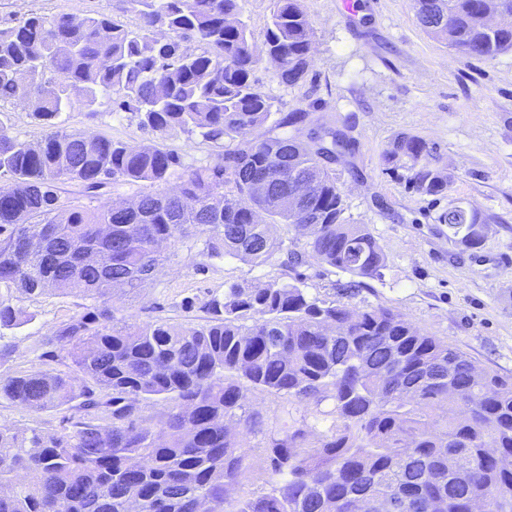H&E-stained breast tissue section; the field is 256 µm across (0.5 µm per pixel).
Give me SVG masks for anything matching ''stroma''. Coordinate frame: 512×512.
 I'll return each instance as SVG.
<instances>
[{"mask_svg":"<svg viewBox=\"0 0 512 512\" xmlns=\"http://www.w3.org/2000/svg\"><path fill=\"white\" fill-rule=\"evenodd\" d=\"M313 29V63L303 82L280 83L264 56L271 0H241V18L261 60L255 84L277 112L305 109L343 130L351 155L333 163L349 223L366 225L384 256L381 277L349 297L356 309L383 305L419 331L467 352L479 368L512 377V51L476 59L427 34L413 0H360L347 14L342 0H301ZM120 0H0V14L38 13L117 16L138 27V14ZM70 128L137 146L158 139L128 113L106 107L91 112L73 98ZM401 134L416 136L434 150L450 177L441 196H426L409 184L410 160L388 162ZM184 164L216 160L220 149L199 135L175 130L160 137ZM461 204L488 217L483 242L471 248L448 238L438 221L448 205ZM204 238L179 239L165 251L159 270L136 292L117 293L119 321L158 318L202 323L199 309H184L223 293L234 283L299 281L320 298H334L350 276L317 260L295 267H254L229 257H207ZM20 325L0 330V379L31 371L76 374L70 359L47 339L54 329L90 310L92 300L70 294H14ZM58 410L34 411L0 399V426L62 428Z\"/></svg>","mask_w":512,"mask_h":512,"instance_id":"1","label":"stroma"}]
</instances>
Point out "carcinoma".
I'll list each match as a JSON object with an SVG mask.
<instances>
[{
    "label": "carcinoma",
    "mask_w": 512,
    "mask_h": 512,
    "mask_svg": "<svg viewBox=\"0 0 512 512\" xmlns=\"http://www.w3.org/2000/svg\"><path fill=\"white\" fill-rule=\"evenodd\" d=\"M136 31L105 13L0 18V102L26 94L46 127L32 149L11 135L0 110V285L30 296L77 294L90 316L47 339L79 375L40 371L0 380V398L35 411L65 405L68 430L0 426V512H356L361 495L395 512H512V378L482 373L465 351L419 332L382 305L356 310L295 283L233 284L202 302L205 323L157 319L117 324L109 280L133 290L161 261L163 244L195 231L209 257L296 267L314 258L352 277L360 292L381 275L384 254L363 224L344 218L329 165L352 150L341 131L304 110L272 118L252 81L257 63L241 0H122ZM265 53L280 83L304 80L312 30L300 0H271ZM422 28L470 57L512 49V22L487 28V10L512 0H415ZM93 110L108 103L161 135L179 129L219 144L213 163L183 170L161 142L131 147L66 127L71 96ZM267 131H262L265 125ZM418 163L409 178L441 196L448 177L433 149L408 135L388 151ZM307 193L288 208V189ZM88 197L115 183H149L129 209L73 205L61 185ZM264 213L263 223L253 214ZM448 237L475 246L487 218L450 205ZM306 238L289 249L273 228ZM20 311L0 294V328ZM250 391L280 397L268 422L246 404ZM164 407L155 421L143 415ZM267 438L266 484L241 496L246 451L230 428Z\"/></svg>",
    "instance_id": "obj_1"
}]
</instances>
